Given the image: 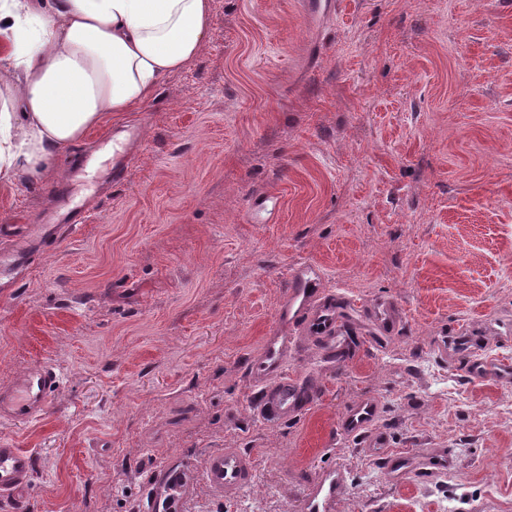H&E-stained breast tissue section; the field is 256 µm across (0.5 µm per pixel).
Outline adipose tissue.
Masks as SVG:
<instances>
[{
	"instance_id": "obj_1",
	"label": "adipose tissue",
	"mask_w": 512,
	"mask_h": 512,
	"mask_svg": "<svg viewBox=\"0 0 512 512\" xmlns=\"http://www.w3.org/2000/svg\"><path fill=\"white\" fill-rule=\"evenodd\" d=\"M212 0H0V181L35 178L204 42Z\"/></svg>"
}]
</instances>
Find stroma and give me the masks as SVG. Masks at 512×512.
Instances as JSON below:
<instances>
[{
  "label": "stroma",
  "instance_id": "1",
  "mask_svg": "<svg viewBox=\"0 0 512 512\" xmlns=\"http://www.w3.org/2000/svg\"><path fill=\"white\" fill-rule=\"evenodd\" d=\"M334 2L316 20L303 0H212L200 53L148 100L0 182V225L32 223L65 181L98 211L0 277V387L38 362L62 376L39 420L0 421L34 454L0 512H139L156 467L221 448L252 455V483L224 501L197 486L186 512H302L330 470L334 512H512V383L471 378L455 343L512 362V0ZM265 191L279 210L250 223ZM305 261L359 338L366 306L404 319L343 362L298 337L290 368L317 397L270 424L247 364ZM368 396L415 462L401 481L336 431Z\"/></svg>",
  "mask_w": 512,
  "mask_h": 512
}]
</instances>
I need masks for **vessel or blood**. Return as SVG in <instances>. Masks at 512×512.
<instances>
[{
    "instance_id": "obj_1",
    "label": "vessel or blood",
    "mask_w": 512,
    "mask_h": 512,
    "mask_svg": "<svg viewBox=\"0 0 512 512\" xmlns=\"http://www.w3.org/2000/svg\"><path fill=\"white\" fill-rule=\"evenodd\" d=\"M278 208V198L267 192L257 195L248 210L254 224L268 223ZM92 213L84 206L71 204L57 219L32 227L25 240L7 249L0 248V267L25 265L32 247L42 238L60 237L78 232L90 223ZM321 266L307 262L295 266L276 313L275 326L265 336L259 353L248 367L254 387V406L267 421H280L309 407L315 397L311 387L288 370L297 336H305L323 346L333 358L349 356L344 337L349 330L344 314L349 307L346 298L328 292ZM376 335L388 336L398 327V309L380 303L369 311ZM468 374L472 378H493L512 382V367L472 353ZM61 385V376L48 364H36L20 373L7 386L0 387V419L28 423L41 417L50 407ZM379 403L368 397L336 419L341 435L367 442L375 454L381 455L392 479H400L410 470L407 455L388 451L374 426L379 416ZM34 457L28 450L0 442V498H16L28 486ZM253 461L237 448H224L206 455L201 465L184 462L164 465L151 473L145 486L146 512H183L184 505L197 484H204L215 496L234 497L250 485ZM343 487L341 471L321 474L304 498L305 512H332Z\"/></svg>"
}]
</instances>
